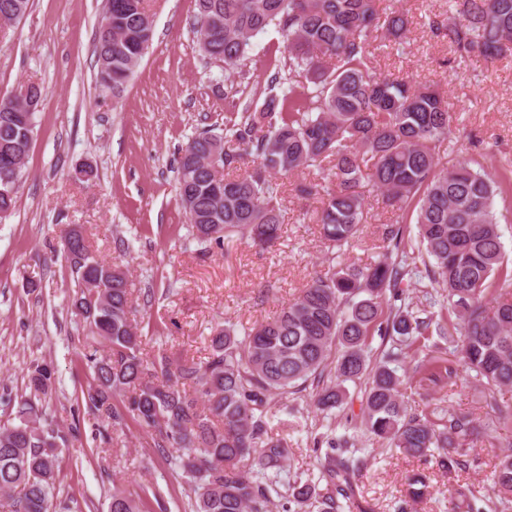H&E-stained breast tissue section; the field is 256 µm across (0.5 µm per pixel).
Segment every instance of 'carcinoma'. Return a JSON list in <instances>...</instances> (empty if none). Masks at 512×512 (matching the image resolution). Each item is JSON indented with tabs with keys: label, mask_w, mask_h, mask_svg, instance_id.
I'll use <instances>...</instances> for the list:
<instances>
[{
	"label": "carcinoma",
	"mask_w": 512,
	"mask_h": 512,
	"mask_svg": "<svg viewBox=\"0 0 512 512\" xmlns=\"http://www.w3.org/2000/svg\"><path fill=\"white\" fill-rule=\"evenodd\" d=\"M30 0H0V21L18 22ZM379 0H196L194 30L208 59L248 81L257 35L273 27L284 50L272 83L280 96L256 112L224 113V132L203 131L181 149L176 189L188 232L199 249L246 239L261 247L282 233V175L331 165V177L299 184L304 198L321 199L316 223L332 254L328 270L285 303L279 314L240 335L228 325L213 332L206 360L166 355L147 360L135 316L140 296L129 273L93 255L74 227L62 236V252L80 293L75 315L94 344L84 353L92 382L84 394L103 428L124 430L127 421L151 431L154 447L171 448L180 476L194 494L192 512H271L288 443L268 434L264 410L276 397L312 387L317 411L346 404V384L360 385L365 433L412 457L440 451L444 469L464 465L482 432L470 414L448 412L438 425L404 404L394 364L403 349L428 335L450 333L433 313L409 303L383 308L386 295L401 300L402 285L418 272L407 250L405 222L382 227L383 252L366 266L342 265L334 254L351 246L369 206L360 191L371 186L382 203L410 217L424 250L431 285L441 288L446 311L461 326L460 361L486 391L496 421L511 422L512 406L497 393L512 389V298L490 299L498 281H512L504 263L494 210L496 183L464 160L448 169L437 149L450 138L451 115L440 89L408 79L391 80L370 66L368 46L381 38L398 46L410 24L400 10L383 12ZM445 32L462 58L487 61L512 56V0H453L450 15L429 19ZM153 38L144 0H106L95 33L96 81L112 70V94L120 93ZM42 91L31 85L0 97V208L15 209L26 171L33 126L19 112H35ZM224 170L218 174L217 168ZM376 332L388 348L368 354ZM418 368L434 378L456 368L432 357ZM54 371L37 364L27 372L33 396L51 390ZM17 422L0 425V496L8 512H50L58 478L61 430L30 398L18 402ZM342 441L319 474L288 485V502L303 512H344L361 460ZM501 502L512 501V453L493 471ZM406 497L429 488L419 472L406 480ZM454 512H479L471 486L451 493ZM109 512H140L136 501L113 488Z\"/></svg>",
	"instance_id": "obj_1"
}]
</instances>
